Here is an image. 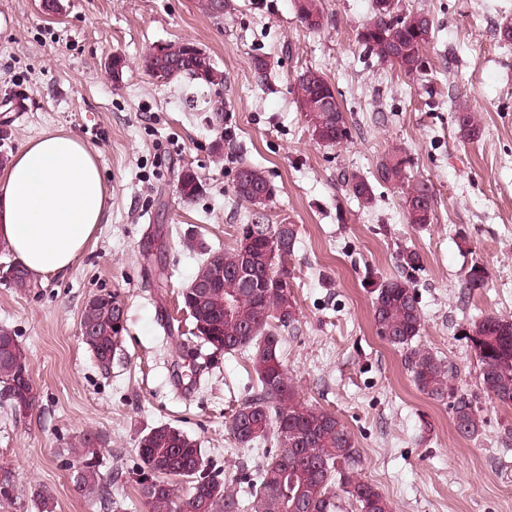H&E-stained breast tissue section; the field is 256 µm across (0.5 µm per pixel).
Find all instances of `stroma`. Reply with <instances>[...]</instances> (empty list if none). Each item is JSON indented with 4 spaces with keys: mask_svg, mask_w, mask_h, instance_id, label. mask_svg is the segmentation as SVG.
I'll return each instance as SVG.
<instances>
[{
    "mask_svg": "<svg viewBox=\"0 0 512 512\" xmlns=\"http://www.w3.org/2000/svg\"><path fill=\"white\" fill-rule=\"evenodd\" d=\"M231 3L216 20L198 0H61L54 15L39 0H0L5 150L69 132L95 152L106 187V220L67 272L36 276L24 292L0 282V326L25 346L38 397L24 419L0 408V468L17 485L0 512H37L39 485L52 491L55 512H99L77 491L63 453L87 430L106 439L102 471L114 476L120 512H146L130 472L140 436L156 426L196 438L227 475L262 462V449L236 444L226 427L250 392L247 352L220 357L199 382L163 348L190 327L180 293L203 252L232 248L250 221L233 188L242 161L276 189L264 223L297 231L288 287L298 323L281 355L299 400L345 424L359 476L394 512H512V406L484 396L466 337L482 317L512 319V44L499 38L512 0H398L400 11L428 12L436 24L426 68L410 78L358 41L372 0H322L328 23L316 34L299 22L294 0ZM181 39L212 56L223 86L163 85L148 75L146 51ZM115 56L126 61L117 82L107 71ZM258 56L269 64L263 78ZM307 69L334 86L348 119L350 136L336 146L313 139L296 101L295 78ZM216 93L219 131L188 104ZM460 105L477 112L478 137L460 135ZM219 137L220 164L212 156ZM394 150L410 158L412 180L430 188L431 224H407L399 190L376 182L378 163ZM185 168L203 184L187 202L175 190ZM354 175L372 182V206L349 191ZM409 250L421 257L416 343L450 362L454 387L472 394L486 422L477 439L455 432L449 400L423 395L403 352L376 333L371 285L400 275L397 256ZM475 264L486 282L470 290L463 278ZM107 292L122 299L126 324L105 371L82 341L80 319L86 302Z\"/></svg>",
    "mask_w": 512,
    "mask_h": 512,
    "instance_id": "obj_1",
    "label": "stroma"
}]
</instances>
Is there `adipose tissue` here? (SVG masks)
<instances>
[{
  "label": "adipose tissue",
  "instance_id": "ef3b65f1",
  "mask_svg": "<svg viewBox=\"0 0 512 512\" xmlns=\"http://www.w3.org/2000/svg\"><path fill=\"white\" fill-rule=\"evenodd\" d=\"M105 196L93 152L71 134L45 132L0 177V239L29 272H65L102 223Z\"/></svg>",
  "mask_w": 512,
  "mask_h": 512
}]
</instances>
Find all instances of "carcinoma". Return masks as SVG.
<instances>
[{
  "label": "carcinoma",
  "mask_w": 512,
  "mask_h": 512,
  "mask_svg": "<svg viewBox=\"0 0 512 512\" xmlns=\"http://www.w3.org/2000/svg\"><path fill=\"white\" fill-rule=\"evenodd\" d=\"M309 9L297 11L303 26L318 32L327 22L322 0H308ZM200 9L213 18H224L231 7L223 0H199ZM420 12L373 9L362 24L358 39L365 51L382 65L397 68L407 75L420 73L424 65L423 49L430 42L435 20L429 15L426 27H417ZM189 40L163 44L165 53L149 50L144 63L150 76L158 71L168 74V82L184 78L210 88L214 74L224 76L209 54L189 56ZM324 76L314 77L306 70L296 78L297 102L302 112L315 111L317 86ZM209 122L220 128L224 122V103L207 101ZM329 139L348 138L347 117L343 112L319 114ZM454 120L459 132L468 138L479 135L475 113L458 107ZM410 159L392 151L382 157L376 179L402 190V206L407 223L421 226L431 223L434 199L428 187L410 183ZM237 171L249 177L255 187L270 181L258 167L241 163ZM197 174L184 170L177 176L176 189L186 201L202 193ZM353 195L370 204L372 185L357 176L351 178ZM297 232L293 225L279 241L276 262L270 261L267 238L253 240L256 258L254 276L258 295L246 294L235 276L241 256L238 247L213 252L204 258L195 278L214 280L213 288L202 298L182 294V304L192 308L193 331L179 344L178 353L191 351L200 344L210 350L207 361L195 367L198 378L209 373L216 353H249L253 391L228 420L230 435L241 446L257 443L271 445L264 460L248 484L254 512H340L339 498L332 493L339 485L358 512H393L390 500L372 483L358 477L359 454L354 438L331 412L301 402L288 368L281 357L282 332L296 329L297 307L288 289V256L293 253ZM465 287L482 288L485 272L473 265L464 278ZM373 318L378 335L389 345L405 352V364L420 392L434 400L453 399L452 421L457 434L465 439L481 435L484 420L473 397L455 391L453 367L434 353L415 345L422 327V309L417 289L406 276L392 277L375 285ZM124 303L114 293H103L88 300L80 323L91 328L93 341L86 344L99 361L116 352L125 331ZM471 342L480 363V387L488 397L503 405H512V321L486 316L469 329ZM9 389L13 398L0 406L16 417L29 415L37 404L29 373L26 352L17 336L0 328V390ZM103 437L86 431L70 443L68 455L74 483L101 512H112L115 502L109 493L112 479L101 471ZM139 466L134 482L148 512H240L241 502L232 490V481L222 473L208 469L197 439L170 425L151 429L138 441ZM13 474L0 472V501L14 499ZM37 512H55L54 497L44 486L32 492Z\"/></svg>",
  "instance_id": "cac0c4a2"
}]
</instances>
